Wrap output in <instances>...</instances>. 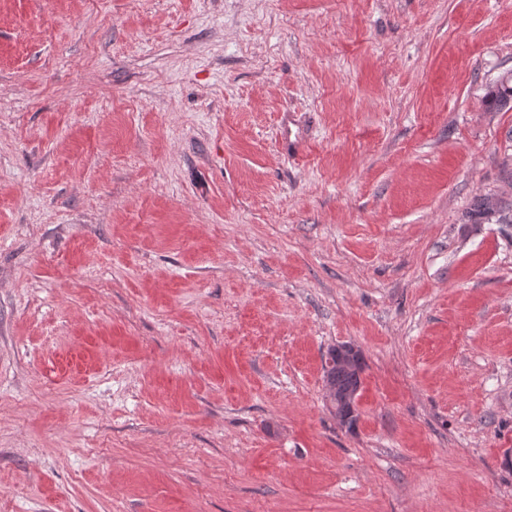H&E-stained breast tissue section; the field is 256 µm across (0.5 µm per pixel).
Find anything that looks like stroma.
<instances>
[{
    "label": "stroma",
    "mask_w": 512,
    "mask_h": 512,
    "mask_svg": "<svg viewBox=\"0 0 512 512\" xmlns=\"http://www.w3.org/2000/svg\"><path fill=\"white\" fill-rule=\"evenodd\" d=\"M510 74L512 0H0V512H512ZM336 355L332 347L328 349L325 361L324 383L328 388L329 394L326 393V400L336 416L339 424L351 431L357 424L358 413L356 407L352 409L347 401L349 396L358 392L362 385V373L364 372L365 362L361 355L358 367L347 368L338 363L337 359L353 362L359 353V350L352 344H338L335 346ZM330 399L328 400V398ZM343 418H348L345 423Z\"/></svg>",
    "instance_id": "35a3bbf8"
}]
</instances>
